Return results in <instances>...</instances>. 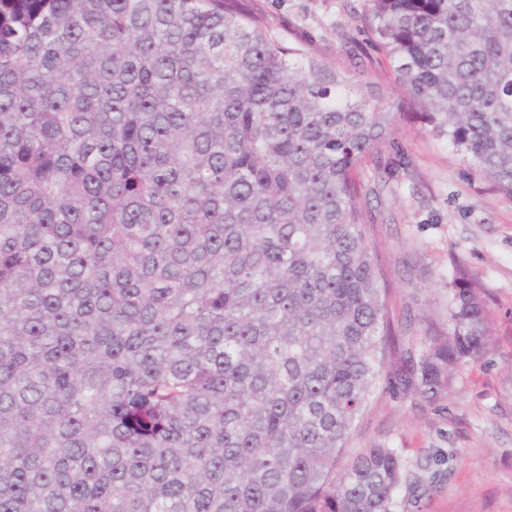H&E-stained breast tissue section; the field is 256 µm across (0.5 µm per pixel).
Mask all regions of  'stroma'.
Instances as JSON below:
<instances>
[{
  "label": "stroma",
  "instance_id": "stroma-1",
  "mask_svg": "<svg viewBox=\"0 0 512 512\" xmlns=\"http://www.w3.org/2000/svg\"><path fill=\"white\" fill-rule=\"evenodd\" d=\"M245 3L273 36L304 46L361 87L368 108L395 115L392 135L367 157L361 178L400 346L420 353L424 329L444 323L457 268L479 279L490 315V348L458 366L447 395L430 401L380 384L339 467L383 444L421 477L399 490L393 512H512V201L406 112L393 64L362 20L365 0ZM396 157L404 164L394 170Z\"/></svg>",
  "mask_w": 512,
  "mask_h": 512
}]
</instances>
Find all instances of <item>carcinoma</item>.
<instances>
[{
	"label": "carcinoma",
	"instance_id": "1",
	"mask_svg": "<svg viewBox=\"0 0 512 512\" xmlns=\"http://www.w3.org/2000/svg\"><path fill=\"white\" fill-rule=\"evenodd\" d=\"M405 102L512 200V0H366ZM241 0H0V512H392L336 462L391 354L358 168L392 112ZM395 373L448 393L478 279Z\"/></svg>",
	"mask_w": 512,
	"mask_h": 512
}]
</instances>
